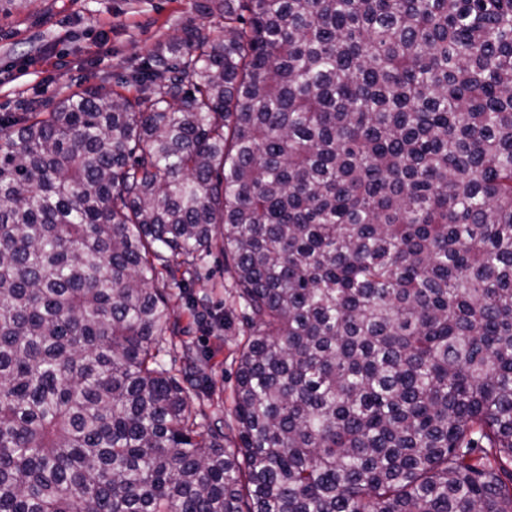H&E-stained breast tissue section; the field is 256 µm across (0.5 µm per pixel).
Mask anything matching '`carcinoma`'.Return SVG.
<instances>
[{"instance_id": "cac0c4a2", "label": "carcinoma", "mask_w": 512, "mask_h": 512, "mask_svg": "<svg viewBox=\"0 0 512 512\" xmlns=\"http://www.w3.org/2000/svg\"><path fill=\"white\" fill-rule=\"evenodd\" d=\"M196 10L0 115V512H512V0ZM207 261L208 266L213 270L214 276L212 281H205L195 285L192 292L197 297L202 295L203 291H206L213 310L218 314H224V308L227 310L231 305L234 292V288H232L233 278L230 272L224 270V260L221 256L215 254L207 258ZM212 282H216L218 285L223 284L224 288L211 289L210 285ZM174 316L181 326L190 329L189 339L206 358V377L211 386V397L202 406L207 415L217 413L224 418H231L232 403L231 387L234 383L236 369V345L243 340L246 328L241 325L236 315H230L231 324L225 330L210 332L207 326L198 325L193 321L187 308L186 300L173 303Z\"/></svg>"}]
</instances>
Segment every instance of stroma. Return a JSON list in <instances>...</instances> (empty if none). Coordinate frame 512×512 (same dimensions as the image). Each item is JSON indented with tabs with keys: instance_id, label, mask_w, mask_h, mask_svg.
<instances>
[{
	"instance_id": "1",
	"label": "stroma",
	"mask_w": 512,
	"mask_h": 512,
	"mask_svg": "<svg viewBox=\"0 0 512 512\" xmlns=\"http://www.w3.org/2000/svg\"><path fill=\"white\" fill-rule=\"evenodd\" d=\"M195 0H16L0 13V115L51 106L96 85L111 89L146 54L188 23H199ZM181 326L206 358L212 393L206 414L231 418L239 320L219 332L194 323L186 301L174 305Z\"/></svg>"
}]
</instances>
